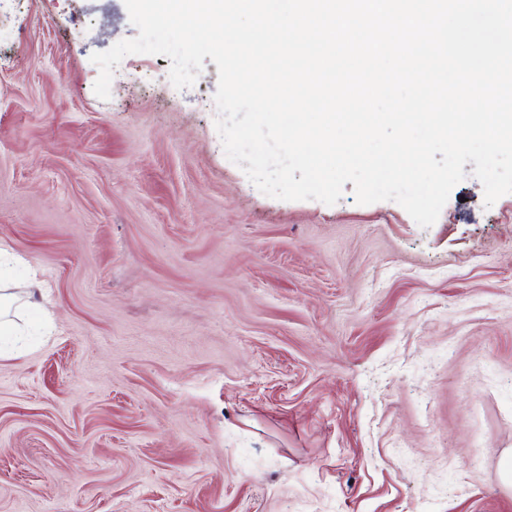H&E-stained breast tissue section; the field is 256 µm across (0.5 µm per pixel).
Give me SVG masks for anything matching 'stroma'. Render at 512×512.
Instances as JSON below:
<instances>
[{"mask_svg":"<svg viewBox=\"0 0 512 512\" xmlns=\"http://www.w3.org/2000/svg\"><path fill=\"white\" fill-rule=\"evenodd\" d=\"M123 0H0V512H512V193L437 221L282 201L211 58L125 57Z\"/></svg>","mask_w":512,"mask_h":512,"instance_id":"35a3bbf8","label":"stroma"}]
</instances>
